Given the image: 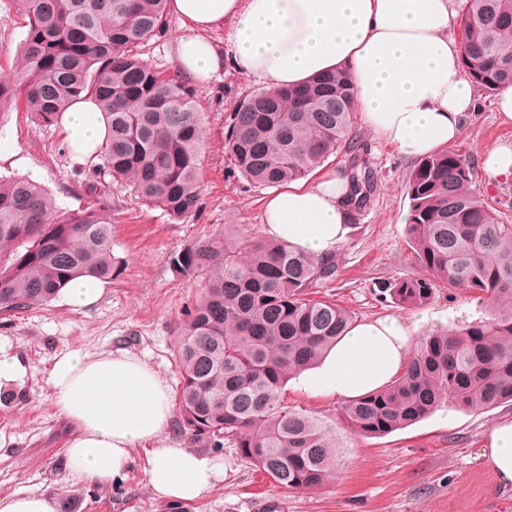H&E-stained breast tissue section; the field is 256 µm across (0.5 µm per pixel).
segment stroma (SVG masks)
<instances>
[{
	"instance_id": "obj_1",
	"label": "stroma",
	"mask_w": 512,
	"mask_h": 512,
	"mask_svg": "<svg viewBox=\"0 0 512 512\" xmlns=\"http://www.w3.org/2000/svg\"><path fill=\"white\" fill-rule=\"evenodd\" d=\"M167 20L166 35L140 48L145 60L166 73L177 67L175 39L181 32L175 15ZM26 33L16 0H0V74L20 64ZM260 86V81L236 74L195 83L206 120L201 199L191 216L172 219L164 210L142 203L128 187L112 186L101 213L112 224L115 267L95 305L75 311L56 299L0 317V336L10 340L26 368L23 379L13 385L19 400L0 404V495L39 490L60 497L63 512H264L262 505L269 501L281 505L282 512H512V487L498 485L479 459L488 431L512 418V402L480 411L444 405L412 425L368 437L338 426L339 401L310 398L288 388L290 405L337 426L336 475L312 490L280 487L237 449L227 445L213 451L177 424L170 432L174 442L216 455L228 468L224 480L200 500L174 506L155 498L141 448L133 451L130 471L112 484L94 485L68 475L69 425L55 408L47 383L54 356L67 350H128L146 359L170 387H177L178 327L198 299L202 280L183 274L172 257L196 239L222 234L228 224L237 225L246 237L264 234L261 216L270 190L235 177L225 147L234 105ZM495 100V95L478 91L477 110L453 149L475 166L472 189L512 224V180L488 181L479 166L487 148L512 143V124L501 122ZM0 148L15 154L0 161V178L33 169L59 208L78 210L92 203L89 188L98 181L95 164L72 161L59 124L41 126L31 113L10 112L0 119ZM359 150L373 169L375 187L337 253L335 300L358 321L402 318L416 339L480 319L484 308L461 289L439 287L430 302L417 309L399 306L382 293V281L423 273L406 234V184L416 162L364 131Z\"/></svg>"
}]
</instances>
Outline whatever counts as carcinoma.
<instances>
[{"label":"carcinoma","mask_w":512,"mask_h":512,"mask_svg":"<svg viewBox=\"0 0 512 512\" xmlns=\"http://www.w3.org/2000/svg\"><path fill=\"white\" fill-rule=\"evenodd\" d=\"M17 6L28 30L20 65L0 76V116L21 96L26 111L50 125L89 95L107 121L96 156L110 177L92 193L103 199L120 182L175 220L195 212L204 113L181 72H159L139 53L164 33L166 0ZM461 24L469 78L492 94L512 86V0H464ZM355 108L350 76L336 71L251 93L228 118L235 170L278 187L349 153L352 207L361 209L374 173L357 154ZM472 174L469 158L454 151L417 163L407 183V234L425 275L383 289L414 309L441 285L461 288L486 304L487 317L424 337L385 389L344 403L339 419L354 434L383 436L443 402L483 410L512 401V224L469 189ZM112 262V225L95 205L63 212L29 179H0V316L51 302L78 275L109 280ZM173 263L204 279L177 341L181 428L216 449L230 444L283 488L329 482L334 427L285 403L284 389L353 324L350 311L325 297L336 257H307L226 224L224 236L191 242Z\"/></svg>","instance_id":"1"}]
</instances>
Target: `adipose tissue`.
Wrapping results in <instances>:
<instances>
[{"label":"adipose tissue","instance_id":"1","mask_svg":"<svg viewBox=\"0 0 512 512\" xmlns=\"http://www.w3.org/2000/svg\"><path fill=\"white\" fill-rule=\"evenodd\" d=\"M168 7L181 22L177 63L189 79L224 71L292 87L324 72L348 73L364 128L410 158L456 142L477 108L475 87L461 74L457 0H169ZM223 26L226 39L215 42L210 33ZM61 122L80 162L108 132L91 99L73 103ZM347 182L337 171L285 185L263 208L268 237L308 257L335 253L349 232ZM413 349L406 322L365 319L300 373L296 388L358 399L387 386ZM47 382L70 426L66 467L82 478L105 485L124 477L133 449L142 447L159 499L192 502L223 480L224 462L171 443L170 387L136 354L67 351L55 356ZM479 458L500 485H512V421L492 428Z\"/></svg>","mask_w":512,"mask_h":512}]
</instances>
